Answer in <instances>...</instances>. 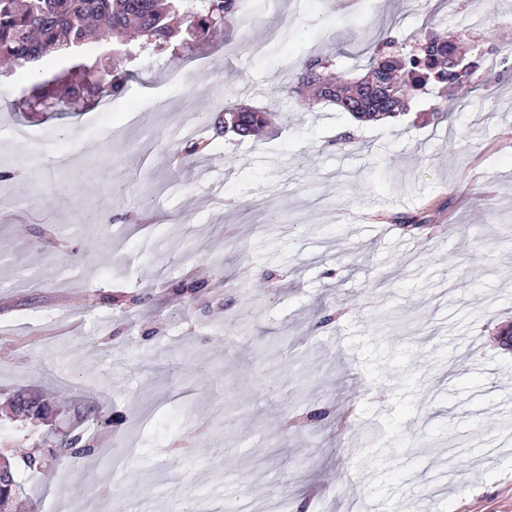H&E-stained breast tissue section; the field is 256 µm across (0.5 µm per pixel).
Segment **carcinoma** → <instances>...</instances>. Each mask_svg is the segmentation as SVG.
Listing matches in <instances>:
<instances>
[{
  "label": "carcinoma",
  "instance_id": "carcinoma-1",
  "mask_svg": "<svg viewBox=\"0 0 512 512\" xmlns=\"http://www.w3.org/2000/svg\"><path fill=\"white\" fill-rule=\"evenodd\" d=\"M240 0H0V61L14 67H37L49 49L80 50L81 62L62 69L50 78L36 81L26 101L58 107L63 98L83 100L82 110L98 104L104 96L122 90L132 70L104 67L102 56L85 51L94 23L105 22L120 41L112 56L131 64L146 52L178 51V61L196 58L198 38L239 11ZM450 45L436 36L403 62L398 41L390 37L373 47L376 62L368 69L371 78L346 82L332 72L328 57L307 58L295 75L296 86L317 90L320 99L334 102L358 121L394 117L406 109L416 91L429 82L457 94L464 87L455 71L445 65ZM224 123L243 138L266 129L277 132L269 113L236 107L225 113ZM105 410L94 407L85 416V434L65 435L56 445L57 457L71 464L95 452L93 429L106 423Z\"/></svg>",
  "mask_w": 512,
  "mask_h": 512
}]
</instances>
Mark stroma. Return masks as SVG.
Here are the masks:
<instances>
[{"label": "stroma", "mask_w": 512, "mask_h": 512, "mask_svg": "<svg viewBox=\"0 0 512 512\" xmlns=\"http://www.w3.org/2000/svg\"><path fill=\"white\" fill-rule=\"evenodd\" d=\"M356 9L232 20L203 40L199 87L143 60L114 138L88 136L93 112L13 108L34 79L0 75V172L19 174L0 195V452L53 491L21 487L14 512L92 493L105 512H512V0ZM431 34L497 47L494 82L454 111L435 89L357 124L286 91L308 57L360 78L376 38ZM233 104L278 135L225 144ZM187 113L209 144L193 156ZM183 275L204 290L178 296ZM61 378L104 388L103 452L77 467L45 456L82 423ZM20 395L46 413L16 415Z\"/></svg>", "instance_id": "stroma-1"}]
</instances>
